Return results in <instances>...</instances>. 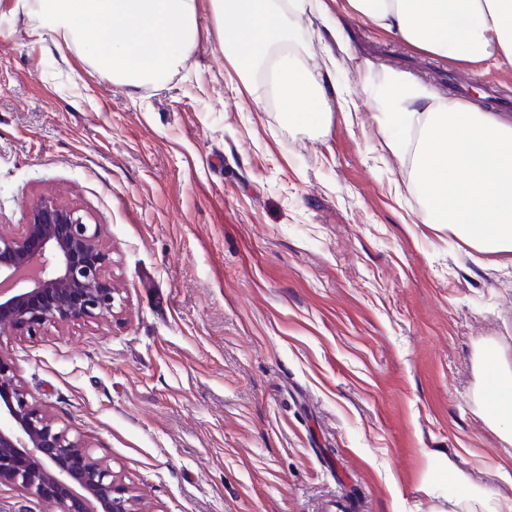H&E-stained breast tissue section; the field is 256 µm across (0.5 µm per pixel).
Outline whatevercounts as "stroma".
<instances>
[{
	"label": "stroma",
	"mask_w": 512,
	"mask_h": 512,
	"mask_svg": "<svg viewBox=\"0 0 512 512\" xmlns=\"http://www.w3.org/2000/svg\"><path fill=\"white\" fill-rule=\"evenodd\" d=\"M298 24L357 113L292 133L225 82L209 0L184 69L113 81L82 42L0 0V225L43 196L100 225L120 314L0 335L30 397L79 432L147 512H493L512 442L485 365L512 375V264L426 224L373 120L393 72L450 94L460 66L344 15ZM453 462L485 495L465 499Z\"/></svg>",
	"instance_id": "obj_1"
}]
</instances>
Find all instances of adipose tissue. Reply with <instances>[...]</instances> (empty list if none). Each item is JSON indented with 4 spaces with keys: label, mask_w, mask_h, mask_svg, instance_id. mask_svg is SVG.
Returning a JSON list of instances; mask_svg holds the SVG:
<instances>
[{
    "label": "adipose tissue",
    "mask_w": 512,
    "mask_h": 512,
    "mask_svg": "<svg viewBox=\"0 0 512 512\" xmlns=\"http://www.w3.org/2000/svg\"><path fill=\"white\" fill-rule=\"evenodd\" d=\"M43 32L71 43L94 28L90 55L124 86L177 72L197 37L198 0H27ZM229 89L273 98L289 128L331 119L336 93L297 38L295 20L325 15L321 0H210ZM347 13L460 65L512 68V0H345ZM377 130L418 195L424 223L443 224L472 250L512 254V120L387 76L374 89ZM489 403L512 438V378L486 365Z\"/></svg>",
    "instance_id": "adipose-tissue-1"
}]
</instances>
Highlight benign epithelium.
Listing matches in <instances>:
<instances>
[{"label":"benign epithelium","mask_w":512,"mask_h":512,"mask_svg":"<svg viewBox=\"0 0 512 512\" xmlns=\"http://www.w3.org/2000/svg\"><path fill=\"white\" fill-rule=\"evenodd\" d=\"M111 267L98 225L55 198L38 200L17 233L0 231V332L33 335L115 314L122 299ZM0 484L59 512H146L92 447L28 399L1 352Z\"/></svg>","instance_id":"1"}]
</instances>
